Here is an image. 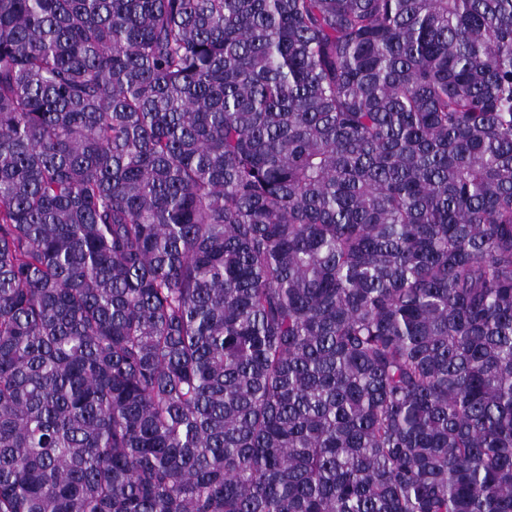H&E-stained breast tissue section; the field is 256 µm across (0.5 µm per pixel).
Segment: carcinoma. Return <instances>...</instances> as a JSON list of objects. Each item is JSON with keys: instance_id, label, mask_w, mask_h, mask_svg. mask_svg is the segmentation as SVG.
Wrapping results in <instances>:
<instances>
[{"instance_id": "cac0c4a2", "label": "carcinoma", "mask_w": 512, "mask_h": 512, "mask_svg": "<svg viewBox=\"0 0 512 512\" xmlns=\"http://www.w3.org/2000/svg\"><path fill=\"white\" fill-rule=\"evenodd\" d=\"M0 512H512V0H0Z\"/></svg>"}]
</instances>
